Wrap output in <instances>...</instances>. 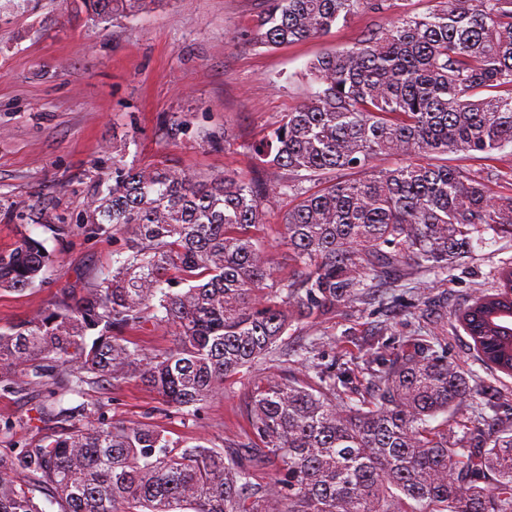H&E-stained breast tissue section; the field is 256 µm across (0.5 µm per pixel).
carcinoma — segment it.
<instances>
[{
  "label": "carcinoma",
  "instance_id": "obj_1",
  "mask_svg": "<svg viewBox=\"0 0 512 512\" xmlns=\"http://www.w3.org/2000/svg\"><path fill=\"white\" fill-rule=\"evenodd\" d=\"M154 0H81L101 19ZM349 49L313 59L316 90L249 146L251 173L210 179L112 159L82 223L119 234L112 270L78 295L0 330V391H45L40 418L76 422L100 405L65 406L102 382L136 379L181 420L224 382L276 354L254 382L249 432L231 455L188 446L146 424L99 416L44 443L0 452V512H512V419L435 342L372 348L349 396L348 363L293 346L295 324H320L399 269L438 278L498 237L512 238V194L495 168L451 166L512 148V0H430ZM247 32L277 47L326 35L388 0H265ZM399 156L395 167H378ZM285 171L284 180L264 176ZM285 195L279 232L292 274L261 295L272 260L258 231L264 202ZM52 261L25 237L0 254V288L32 287ZM499 289L458 316L482 365L512 375V262ZM174 329L145 352L125 334ZM440 419L433 426L431 421ZM273 467L269 481L256 472Z\"/></svg>",
  "mask_w": 512,
  "mask_h": 512
}]
</instances>
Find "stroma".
Returning <instances> with one entry per match:
<instances>
[{
	"mask_svg": "<svg viewBox=\"0 0 512 512\" xmlns=\"http://www.w3.org/2000/svg\"><path fill=\"white\" fill-rule=\"evenodd\" d=\"M426 7L427 0H391L384 17L360 13L323 38L277 48L244 39L263 0H155L145 14L106 20L76 12L73 0H36L28 11L0 13V202L28 219L21 226L0 218V252L26 234L55 253L35 287L0 289V328L54 307L111 268L120 240L89 233L80 221L113 154L130 165L154 163L205 178L250 171L249 144L302 99L312 59L352 47L380 19ZM287 208L284 196L266 205L271 227L262 239L274 261L272 288L291 272L275 229ZM41 214L69 224V237L56 242L35 223ZM510 259L512 239L503 237L446 281L402 276L398 293L417 287L431 297L429 322L417 323L400 306L385 311L377 302H359L321 326H293L288 340L322 335L320 352L328 363L350 350L349 335L373 337L383 323L398 340L432 334L449 361L512 408V376L490 375L456 320L460 309L494 289L496 268ZM279 371V363L267 359L226 381L193 425L132 380L90 388L84 399L100 402L108 418L145 423L176 440L220 445L247 432L245 400L253 382ZM40 400L36 388L0 391V425H16L13 433L0 432V450L67 430L64 422L37 421Z\"/></svg>",
	"mask_w": 512,
	"mask_h": 512,
	"instance_id": "35a3bbf8",
	"label": "stroma"
}]
</instances>
